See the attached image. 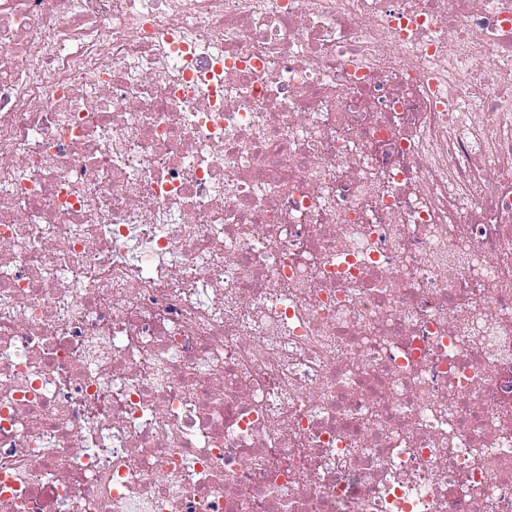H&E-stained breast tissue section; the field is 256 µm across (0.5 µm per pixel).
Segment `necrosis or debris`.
<instances>
[{
    "instance_id": "4bbe7bcc",
    "label": "necrosis or debris",
    "mask_w": 512,
    "mask_h": 512,
    "mask_svg": "<svg viewBox=\"0 0 512 512\" xmlns=\"http://www.w3.org/2000/svg\"><path fill=\"white\" fill-rule=\"evenodd\" d=\"M0 512H512V0H0Z\"/></svg>"
}]
</instances>
